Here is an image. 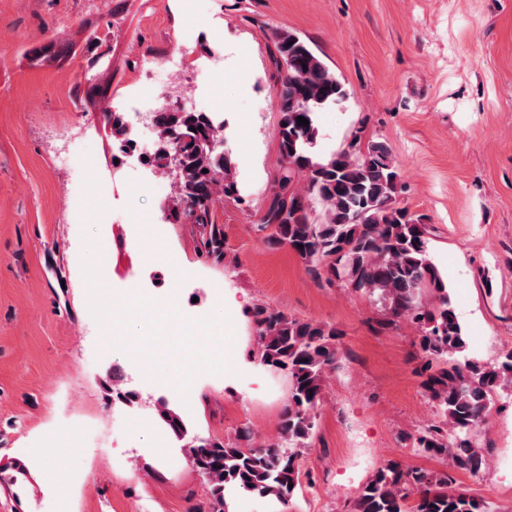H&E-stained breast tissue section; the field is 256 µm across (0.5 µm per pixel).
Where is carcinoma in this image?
<instances>
[{
    "instance_id": "carcinoma-1",
    "label": "carcinoma",
    "mask_w": 512,
    "mask_h": 512,
    "mask_svg": "<svg viewBox=\"0 0 512 512\" xmlns=\"http://www.w3.org/2000/svg\"><path fill=\"white\" fill-rule=\"evenodd\" d=\"M282 71L276 96L282 167L279 190L256 225L270 245L295 252L307 270L329 284L340 281L345 265L357 292L380 304L393 317H405L420 332L419 345L430 371L423 386L438 409V421L412 438V447L472 473L485 465L484 450L473 435L495 407V392H512V350L493 366L468 359L466 336L455 313L448 285L430 257L425 225L397 204L404 183L389 148L355 135L348 146L327 158L316 156L317 114L348 100L345 84L299 34H272ZM308 120L299 124L297 117ZM113 142L120 152L132 141L124 113H108ZM156 147L146 163L180 167L174 200L201 190L205 199L175 207L189 224L210 226L198 253L224 259V234L211 209L237 194L231 152L218 145L224 124L208 113L161 108L152 113ZM303 178L304 190L294 183ZM320 219L312 217L313 205ZM255 359L288 380L289 398L280 422L284 445L242 447L236 442L202 439L186 448L195 470L208 486L207 509L228 512L227 496L245 492L287 506L301 490L306 474L300 463L310 443L327 373L339 357L341 331L327 323L290 318L257 303L251 311ZM160 423L179 440L188 426L168 403L156 409ZM351 512H499L491 502L454 486L448 471L406 469L389 460L360 488Z\"/></svg>"
}]
</instances>
